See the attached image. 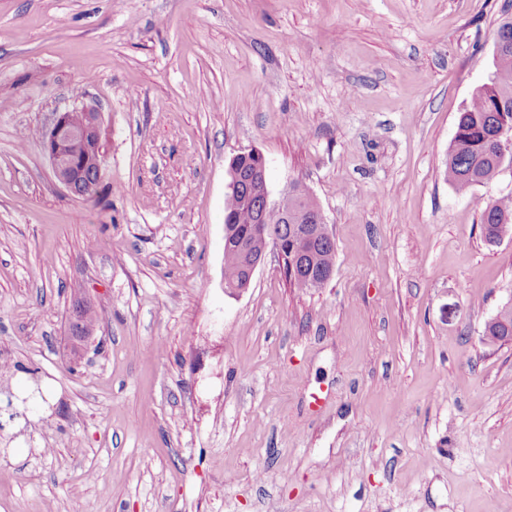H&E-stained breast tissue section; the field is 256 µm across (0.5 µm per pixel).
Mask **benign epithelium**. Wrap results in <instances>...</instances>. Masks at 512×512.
<instances>
[{"instance_id":"benign-epithelium-1","label":"benign epithelium","mask_w":512,"mask_h":512,"mask_svg":"<svg viewBox=\"0 0 512 512\" xmlns=\"http://www.w3.org/2000/svg\"><path fill=\"white\" fill-rule=\"evenodd\" d=\"M80 111L85 115L82 125H71L70 111L58 112L42 137L43 148L51 161L54 176L73 195L87 175L95 173L101 178L104 171V157L100 146L103 115L93 107L83 106ZM244 155L259 159L254 171L247 173L239 167L238 158ZM229 176V191H234L244 182L253 181L264 210L275 209L283 219H288V211L283 209L282 199L271 197L263 154L256 150L236 154L230 161Z\"/></svg>"}]
</instances>
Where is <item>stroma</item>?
Segmentation results:
<instances>
[{"instance_id": "obj_1", "label": "stroma", "mask_w": 512, "mask_h": 512, "mask_svg": "<svg viewBox=\"0 0 512 512\" xmlns=\"http://www.w3.org/2000/svg\"><path fill=\"white\" fill-rule=\"evenodd\" d=\"M512 0H0V512H512V233L458 194ZM103 114L100 196L40 133ZM300 183L324 287L224 290L228 163ZM99 313L82 359L75 300ZM484 336L500 341L512 336V305L504 306L485 326Z\"/></svg>"}]
</instances>
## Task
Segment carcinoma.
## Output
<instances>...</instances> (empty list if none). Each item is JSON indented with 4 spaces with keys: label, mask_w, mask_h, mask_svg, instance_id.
I'll list each match as a JSON object with an SVG mask.
<instances>
[{
    "label": "carcinoma",
    "mask_w": 512,
    "mask_h": 512,
    "mask_svg": "<svg viewBox=\"0 0 512 512\" xmlns=\"http://www.w3.org/2000/svg\"><path fill=\"white\" fill-rule=\"evenodd\" d=\"M512 127V42L494 54V69L489 82L473 94L470 103L459 114L455 135L448 148L446 176L455 190L466 193L472 187L492 180L498 173L500 144L497 134L503 126ZM296 185L288 189V208L301 214L303 223L311 224L313 199L303 200L293 194ZM224 216L230 220L224 235V285L242 283L248 266L259 257L266 242L275 236L289 244L295 236L294 225L281 223L275 212L266 222L257 223L253 208L244 201L243 193H227ZM481 232L488 243L496 242L506 231H512V196H502L484 202L480 215ZM310 257L295 268L284 266L288 279L299 288H321L325 281L320 275L335 265V245L318 236L309 244ZM81 322L72 325L75 335L89 333L98 320L97 313L87 304L78 302ZM484 335L495 341L512 336V305L503 307L485 326Z\"/></svg>",
    "instance_id": "carcinoma-1"
}]
</instances>
